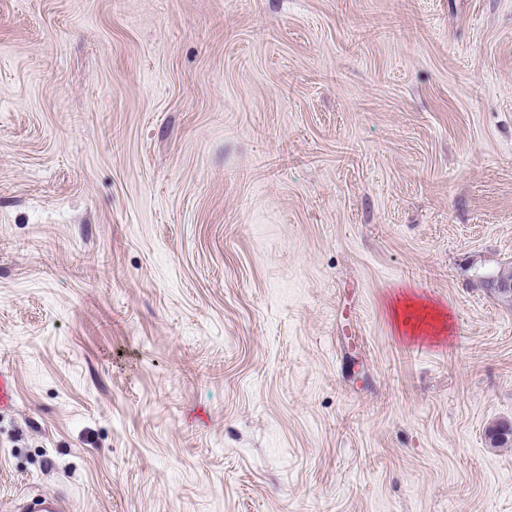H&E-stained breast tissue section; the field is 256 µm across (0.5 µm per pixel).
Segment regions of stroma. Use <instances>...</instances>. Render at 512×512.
<instances>
[{
	"mask_svg": "<svg viewBox=\"0 0 512 512\" xmlns=\"http://www.w3.org/2000/svg\"><path fill=\"white\" fill-rule=\"evenodd\" d=\"M510 271L512 0H0V512H512Z\"/></svg>",
	"mask_w": 512,
	"mask_h": 512,
	"instance_id": "obj_1",
	"label": "stroma"
}]
</instances>
